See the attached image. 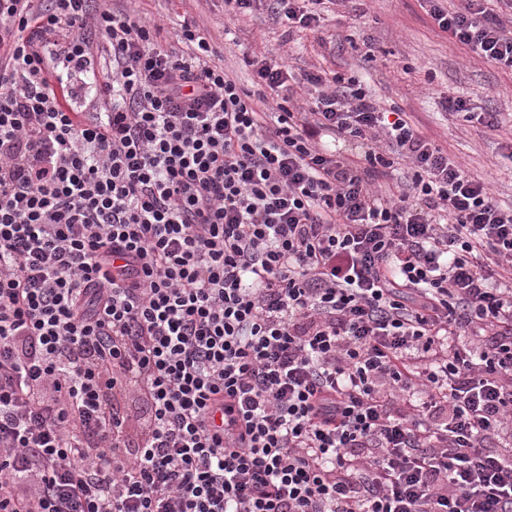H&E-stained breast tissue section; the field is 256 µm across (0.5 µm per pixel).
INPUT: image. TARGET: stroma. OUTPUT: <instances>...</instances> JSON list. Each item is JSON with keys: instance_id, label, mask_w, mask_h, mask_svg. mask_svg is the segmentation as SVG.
Segmentation results:
<instances>
[{"instance_id": "1", "label": "stroma", "mask_w": 512, "mask_h": 512, "mask_svg": "<svg viewBox=\"0 0 512 512\" xmlns=\"http://www.w3.org/2000/svg\"><path fill=\"white\" fill-rule=\"evenodd\" d=\"M144 21L174 42L183 15L210 31L227 73L251 84L244 58L255 52L289 57L294 74L321 68L353 77L383 109L407 114L420 132L487 179L497 199L512 205V73L484 63L439 31L421 0H348L343 15L317 31L287 33L267 14L228 20L224 0H133ZM234 40H224V26ZM467 99L477 112L502 113L497 132L446 113L445 98Z\"/></svg>"}]
</instances>
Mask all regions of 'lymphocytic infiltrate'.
<instances>
[{
	"instance_id": "1",
	"label": "lymphocytic infiltrate",
	"mask_w": 512,
	"mask_h": 512,
	"mask_svg": "<svg viewBox=\"0 0 512 512\" xmlns=\"http://www.w3.org/2000/svg\"><path fill=\"white\" fill-rule=\"evenodd\" d=\"M423 2L512 71V0ZM159 34L0 0V512H512V206L355 80L297 112Z\"/></svg>"
}]
</instances>
